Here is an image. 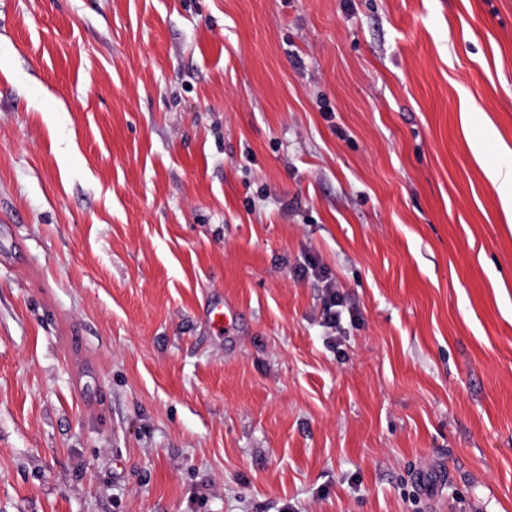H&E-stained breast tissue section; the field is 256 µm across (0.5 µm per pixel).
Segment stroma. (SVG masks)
<instances>
[{"label": "stroma", "mask_w": 512, "mask_h": 512, "mask_svg": "<svg viewBox=\"0 0 512 512\" xmlns=\"http://www.w3.org/2000/svg\"><path fill=\"white\" fill-rule=\"evenodd\" d=\"M507 145L512 0H0V512H512ZM486 176L497 186L502 208L512 219V164H502L488 171ZM326 293V313L324 318V326L331 330V332L341 334L343 331L342 326V299L340 293L337 291L336 282L332 279L325 278L324 286Z\"/></svg>", "instance_id": "1"}]
</instances>
